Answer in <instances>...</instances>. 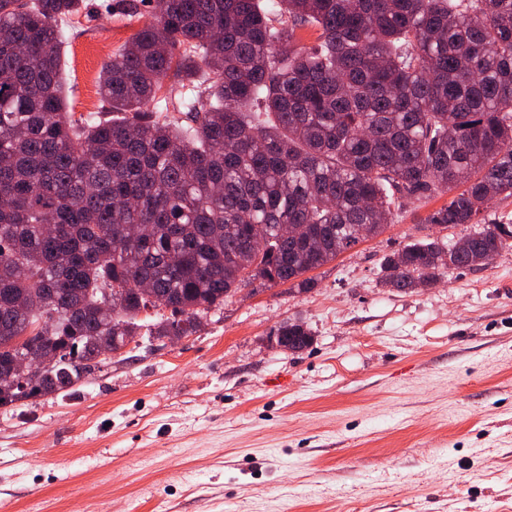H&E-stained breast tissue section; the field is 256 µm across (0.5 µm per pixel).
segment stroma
<instances>
[{"label":"stroma","instance_id":"obj_1","mask_svg":"<svg viewBox=\"0 0 512 512\" xmlns=\"http://www.w3.org/2000/svg\"><path fill=\"white\" fill-rule=\"evenodd\" d=\"M84 0L63 26L68 109L102 110L104 63L150 20ZM405 202L388 228L286 285L226 299L193 336L140 338L74 392L0 406L10 512H512V249L404 294L408 242L472 232ZM303 323L313 345L273 336ZM277 346L286 352L299 353L307 349L313 342V335L300 322H283L275 333Z\"/></svg>","mask_w":512,"mask_h":512}]
</instances>
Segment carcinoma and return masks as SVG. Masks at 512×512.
I'll list each match as a JSON object with an SVG mask.
<instances>
[{"instance_id":"carcinoma-1","label":"carcinoma","mask_w":512,"mask_h":512,"mask_svg":"<svg viewBox=\"0 0 512 512\" xmlns=\"http://www.w3.org/2000/svg\"><path fill=\"white\" fill-rule=\"evenodd\" d=\"M83 6L0 0V342L27 337L18 363L61 352L0 401L72 390L143 328L192 336L244 285L308 291L356 225L377 236L406 200L450 193L427 218L446 228L512 196V0H155L101 69L122 117L93 121L65 111L61 76V23ZM509 247L511 224L462 253L415 239L382 283L432 286ZM275 336L293 354L313 342L297 321Z\"/></svg>"}]
</instances>
